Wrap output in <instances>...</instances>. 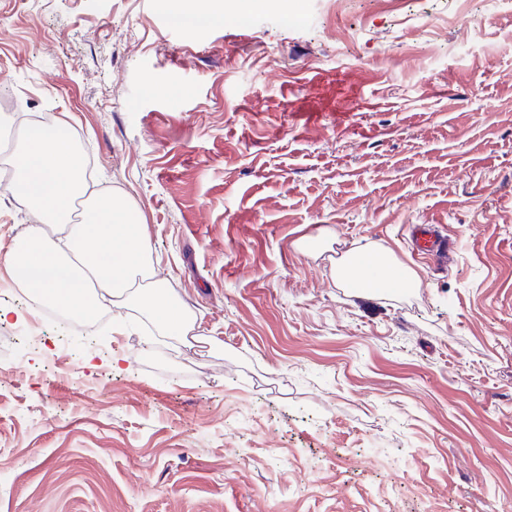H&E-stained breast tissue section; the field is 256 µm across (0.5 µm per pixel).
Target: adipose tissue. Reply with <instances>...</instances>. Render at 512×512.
Listing matches in <instances>:
<instances>
[{
	"label": "adipose tissue",
	"mask_w": 512,
	"mask_h": 512,
	"mask_svg": "<svg viewBox=\"0 0 512 512\" xmlns=\"http://www.w3.org/2000/svg\"><path fill=\"white\" fill-rule=\"evenodd\" d=\"M12 198L34 216L33 224L0 257L18 288L81 318L111 311L125 298L142 306L167 336L185 337L188 310L170 299L156 280L155 261L138 212L120 200L99 197L72 221L76 199L85 188L77 141L62 123L23 130L11 156ZM70 225L68 237L49 239L45 226ZM366 252H348L337 280L359 292L404 291L417 285L414 273L387 260L370 272Z\"/></svg>",
	"instance_id": "adipose-tissue-1"
}]
</instances>
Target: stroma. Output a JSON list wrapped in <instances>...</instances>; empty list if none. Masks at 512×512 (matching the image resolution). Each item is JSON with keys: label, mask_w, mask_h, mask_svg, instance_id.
I'll use <instances>...</instances> for the list:
<instances>
[{"label": "stroma", "mask_w": 512, "mask_h": 512, "mask_svg": "<svg viewBox=\"0 0 512 512\" xmlns=\"http://www.w3.org/2000/svg\"><path fill=\"white\" fill-rule=\"evenodd\" d=\"M0 80L140 212L192 335L130 303L36 350L1 295L0 512H512V6L0 0ZM32 222L0 185V256ZM355 247L418 288H345ZM184 0H163V6L170 13L183 14L190 11V8L185 6ZM170 21L178 26L184 27H201L207 24V22L198 15L183 14L179 16H169ZM412 250L417 254L431 255L448 263V240L435 224H412L409 226Z\"/></svg>", "instance_id": "obj_1"}]
</instances>
